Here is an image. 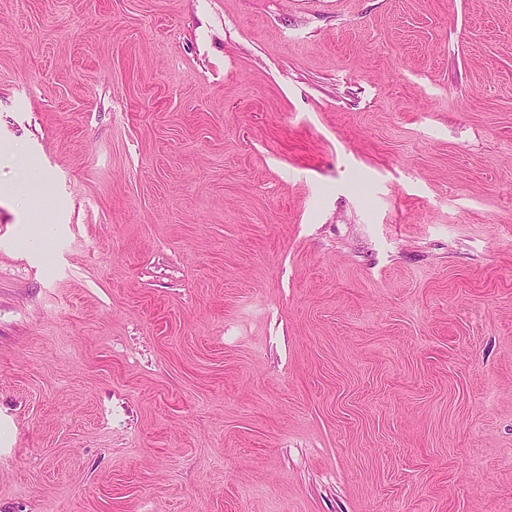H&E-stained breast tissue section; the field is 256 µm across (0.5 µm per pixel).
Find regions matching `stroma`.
I'll return each instance as SVG.
<instances>
[{
    "mask_svg": "<svg viewBox=\"0 0 512 512\" xmlns=\"http://www.w3.org/2000/svg\"><path fill=\"white\" fill-rule=\"evenodd\" d=\"M0 512H512V0H0Z\"/></svg>",
    "mask_w": 512,
    "mask_h": 512,
    "instance_id": "35a3bbf8",
    "label": "stroma"
}]
</instances>
